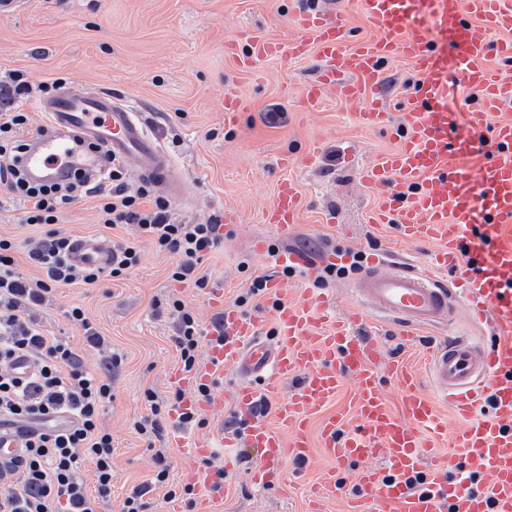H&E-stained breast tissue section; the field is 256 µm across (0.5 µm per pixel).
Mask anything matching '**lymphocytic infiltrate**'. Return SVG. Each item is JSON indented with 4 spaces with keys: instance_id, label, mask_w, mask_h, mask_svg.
I'll list each match as a JSON object with an SVG mask.
<instances>
[{
    "instance_id": "f902f5d3",
    "label": "lymphocytic infiltrate",
    "mask_w": 512,
    "mask_h": 512,
    "mask_svg": "<svg viewBox=\"0 0 512 512\" xmlns=\"http://www.w3.org/2000/svg\"><path fill=\"white\" fill-rule=\"evenodd\" d=\"M28 118L18 108L0 113V185L9 197H19L28 206L21 223L41 229V239L28 252L43 276L24 280L16 270L15 241L0 237V426L33 424L15 456L0 460V479H9L0 491V512H103L112 497V436L100 425V416L112 402L113 367L121 358L105 352L103 371H87L80 356L63 338L46 334L32 311L57 288L80 284L88 288L104 280H123L140 264L133 242L117 244V260L108 269L79 267L69 263L72 236L58 223L69 205L96 199L99 221L104 226L132 225L151 237L158 251L175 263L170 277L193 282L206 289L209 279L200 271L207 256L223 246L220 219L205 224L175 222L171 203L154 195L150 182L130 188L124 162L112 160L97 182L85 183L74 175L64 184L30 183L15 165L26 148L23 136ZM176 320L173 338L184 371H192L205 336L195 314L178 298L166 303ZM19 360L31 370H15ZM95 466V489L87 491L80 475L82 460Z\"/></svg>"
}]
</instances>
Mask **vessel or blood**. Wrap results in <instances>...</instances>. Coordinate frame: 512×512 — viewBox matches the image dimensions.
Wrapping results in <instances>:
<instances>
[{
	"label": "vessel or blood",
	"mask_w": 512,
	"mask_h": 512,
	"mask_svg": "<svg viewBox=\"0 0 512 512\" xmlns=\"http://www.w3.org/2000/svg\"><path fill=\"white\" fill-rule=\"evenodd\" d=\"M361 10L378 30L377 39L352 40L335 12L297 11L298 38L287 42L250 38V53L234 43L224 47L239 65L252 66L268 56H300L315 50L320 66L315 79L299 95L301 104L318 111L328 93L347 100L376 91L385 62L410 61L418 75L415 95L404 114L407 131L397 148L377 158L362 173L365 184L381 193L370 217L392 224L409 241L434 242L426 270L382 274L384 255L372 256L351 290L362 305L336 317L327 296L308 295L304 305L276 304L270 311L274 335L264 340L258 321L225 305L224 293L207 297L217 321L205 338V353L192 373L174 372L173 384L185 392L177 413L206 416L224 409V395L211 390L203 399L195 391L211 385L225 366L237 367L243 382L235 393L236 431L188 442L175 436L178 448L197 467L182 479L191 484L201 512H214L219 481L213 458L232 463L238 449L259 456L252 480L260 486L280 478L287 461H306L308 424L317 421L321 446L333 475L316 486L317 496L335 494L336 471L364 462L355 476L357 492L350 512H512V119L501 118L512 102V72L488 68L484 59L496 54L512 59V40L490 43L488 27L512 31V0H359ZM454 34L456 79L448 77L444 52ZM477 91L480 98L465 114L474 136L490 134V155L468 172L467 149L453 137L449 90ZM46 124L28 137L19 158L25 176L56 182L81 173L96 181L109 160L126 162L136 175L150 179L170 198L183 195V182L173 162L151 135L136 107L109 91L64 83L36 103ZM367 129L389 126L391 115L372 101L357 113ZM301 194L293 181L279 183L263 223L280 237L290 236L299 222ZM275 267L312 276L316 264H336V255L312 262L299 250L270 253L264 238L245 241ZM70 261L78 266L108 268L115 255L108 240L79 237ZM462 268L456 287L440 285L433 271ZM466 299L471 318L489 321L495 342L488 347L452 340L428 351L432 389L422 392L419 376L400 360L383 361L379 350L357 336L365 306L392 317L406 341L426 327L446 324L452 305ZM395 377L401 391L399 410H392L380 386L382 374ZM354 379L343 410L328 412L344 375ZM292 391H285L289 380ZM276 397L278 428L260 418L258 406ZM451 406L463 423L448 432L441 406ZM490 415H483V408ZM354 428H347L346 417ZM463 468L460 477L449 472ZM423 475L427 488H409L408 478ZM485 483L487 494L470 489L471 478Z\"/></svg>",
	"instance_id": "vessel-or-blood-1"
}]
</instances>
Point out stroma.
<instances>
[{"label": "stroma", "instance_id": "1", "mask_svg": "<svg viewBox=\"0 0 512 512\" xmlns=\"http://www.w3.org/2000/svg\"><path fill=\"white\" fill-rule=\"evenodd\" d=\"M335 9L353 38L376 37L358 0H25L22 11L0 17V80L9 71L24 70L33 82L55 78L80 86L111 91L135 105L151 133L171 155L184 181V196L174 201L176 220L204 224L237 208L241 223L231 225L224 245L209 255L201 269L211 288L223 289L224 302L234 305L254 279L273 274L274 266L242 247L243 239L260 236L279 251L297 247L314 255L347 250L361 258L386 254L389 271L425 264L435 245L403 239L394 225L368 223L379 188L365 184L362 170L379 155L394 150L403 128V114L417 74L404 59L387 61L380 75V103L392 114L386 129H365L354 120L368 99L348 101L328 95L315 112L304 111L297 97L313 80L319 61L315 53L257 60L240 67L224 53L225 43L246 46L248 37L267 40L296 38L292 16L302 9ZM241 90L247 102L235 120L224 117V91ZM279 110L276 125L266 113ZM312 164H304L307 154ZM287 166H280V159ZM294 181L302 196L299 222L292 236L280 238L261 220L281 180ZM23 201L0 207V236L17 244L16 270L33 280L40 272L27 258L41 235L38 227L20 223ZM62 229L76 236H95L119 243L134 240L141 263L127 279L107 281L97 288L80 285L59 288L40 308L38 317L49 332L66 337L81 355L84 367L101 372L99 354L86 346L83 327L69 320L71 307H82L96 330L122 356L112 373L113 399L102 417L116 453L112 459V500L109 512H120L132 488L149 482L155 471L153 448L166 449L169 481L181 485L182 473L193 461L172 445L173 424L160 439L147 442L134 423L149 414L146 390L158 403L174 391L172 372L181 370L173 343L172 316L155 315L153 303L176 296L202 325L215 314L197 288L172 281L173 259L156 250L145 235L130 228L100 224L95 201L71 205L61 219ZM354 273L328 276L319 271L309 279L286 277L280 297L262 292L244 307L272 335L269 312L275 301L302 304L312 290L328 295L337 312L352 303ZM358 333L381 349L385 358H402L416 370L425 366L422 351L444 335L490 342L489 325L471 324L464 304H456L447 330H428L407 344L396 336L381 314H370ZM240 376L228 366L215 382L224 394L223 412L208 416L207 424L186 431L188 440L215 436L234 412L233 397ZM310 455L301 465L286 467L283 480L267 487L252 483L254 453L245 448L239 463L224 473L221 512H306L311 489L329 462L317 430H310Z\"/></svg>", "mask_w": 512, "mask_h": 512}]
</instances>
